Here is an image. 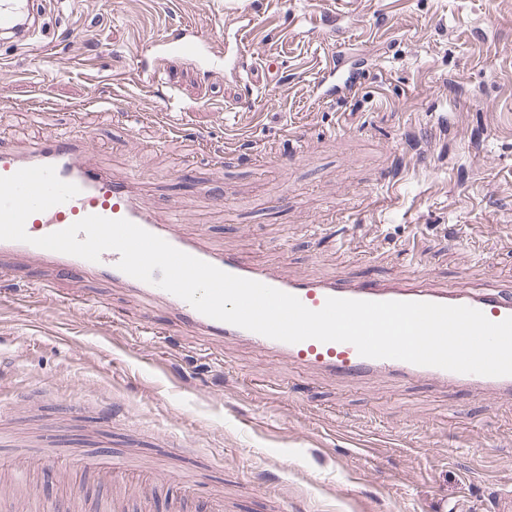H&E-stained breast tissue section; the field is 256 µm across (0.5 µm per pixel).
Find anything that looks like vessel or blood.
Returning a JSON list of instances; mask_svg holds the SVG:
<instances>
[{"label": "vessel or blood", "instance_id": "b4317fda", "mask_svg": "<svg viewBox=\"0 0 512 512\" xmlns=\"http://www.w3.org/2000/svg\"><path fill=\"white\" fill-rule=\"evenodd\" d=\"M37 0H0V33L24 41L33 37L39 19ZM253 27L251 16L244 15L237 27L225 30L224 43L231 53L222 55L208 50L206 39L173 37L157 43L156 52L162 57L190 60L206 71H222L240 87L239 102L248 104L253 89L264 81V71L248 52ZM92 145L71 135L50 134L29 151L19 153L0 147V176H9L19 169L51 165L58 177L76 184L80 192L65 203L32 214L26 221L27 233L41 237L63 230L89 215L109 219H126L163 238L175 248L208 262L230 274L252 279L297 296L309 309H321L327 298L337 297L368 301H420L446 305H464L480 310L491 321L499 322L512 316V295L496 289L464 290L432 288L424 284L386 282L376 279L350 280L341 276L312 280L286 278L260 264L245 262L232 252L216 251L178 234L175 214H159L138 193L134 174L113 176L108 171L87 162ZM0 252L20 254L31 264L44 268H62L79 277L101 276L121 283L151 303H164L183 324L212 339H239L272 354L279 362L293 367H314L345 383H356L371 376H386L401 381L428 380L446 388L486 390L512 400V376L488 377L461 374L436 367L418 366L394 359H372L361 356L349 343L306 340L286 343L267 338L238 326L209 318L186 301L157 287L161 271H154L153 283L137 280L117 267L119 253H102L100 261L91 262L76 256L45 250L33 245L0 240ZM101 478L111 485L112 495L107 512H125L132 496H146L145 486L125 483L120 464L97 462ZM13 482L7 492L10 512H32L29 498L16 494L15 486L27 479L28 466L11 463Z\"/></svg>", "mask_w": 512, "mask_h": 512}]
</instances>
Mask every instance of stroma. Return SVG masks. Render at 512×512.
<instances>
[{"mask_svg": "<svg viewBox=\"0 0 512 512\" xmlns=\"http://www.w3.org/2000/svg\"><path fill=\"white\" fill-rule=\"evenodd\" d=\"M246 11L282 64L249 106L223 73L152 50L187 26L223 51ZM42 23L0 42V145L83 136L92 163L137 167L183 236L286 277L512 293V0H51ZM340 42L361 89L315 103L313 62ZM217 186L227 211L209 207ZM49 435L61 457L173 473L152 512H208L219 492L229 512H492L512 490L511 402L348 385L210 344L112 280L0 257V460ZM73 493L95 512L104 490L88 470L41 497Z\"/></svg>", "mask_w": 512, "mask_h": 512, "instance_id": "35a3bbf8", "label": "stroma"}]
</instances>
